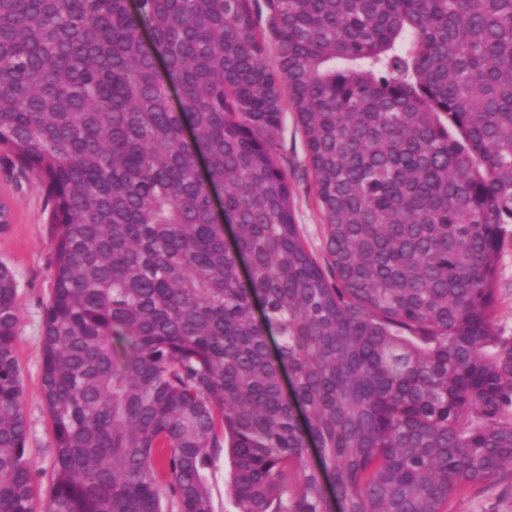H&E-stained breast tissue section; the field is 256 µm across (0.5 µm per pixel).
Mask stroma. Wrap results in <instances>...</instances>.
<instances>
[{
    "mask_svg": "<svg viewBox=\"0 0 512 512\" xmlns=\"http://www.w3.org/2000/svg\"><path fill=\"white\" fill-rule=\"evenodd\" d=\"M278 161L287 172L294 213L308 248L315 256L325 251L326 227L316 202L303 133L292 110H285L275 133ZM0 199L12 212V222L0 228V261L9 265L18 281L19 321L15 354L24 385V411L29 427L27 446L36 467V484L45 487L52 465V429L41 394L42 324L53 286L51 241L45 192L32 173L22 172L0 156ZM496 327L512 336V238H506L496 270ZM449 512H512V474H502L458 493Z\"/></svg>",
    "mask_w": 512,
    "mask_h": 512,
    "instance_id": "1",
    "label": "stroma"
}]
</instances>
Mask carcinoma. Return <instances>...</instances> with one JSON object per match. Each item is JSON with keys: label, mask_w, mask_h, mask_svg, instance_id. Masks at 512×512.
<instances>
[{"label": "carcinoma", "mask_w": 512, "mask_h": 512, "mask_svg": "<svg viewBox=\"0 0 512 512\" xmlns=\"http://www.w3.org/2000/svg\"><path fill=\"white\" fill-rule=\"evenodd\" d=\"M0 152L54 269L39 509L0 263V512H214L226 447L236 512H448L512 472V0H0ZM275 139L279 145V164L288 174L297 224L300 225L308 248L323 262L325 221L316 202L303 133L294 112L287 105ZM496 327L502 336H512V238L507 234L496 270Z\"/></svg>", "instance_id": "1"}]
</instances>
